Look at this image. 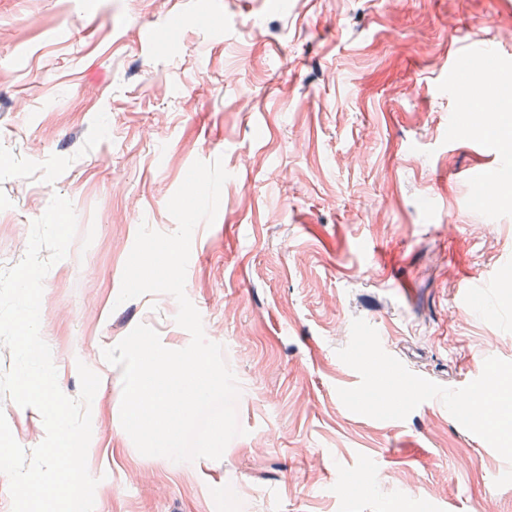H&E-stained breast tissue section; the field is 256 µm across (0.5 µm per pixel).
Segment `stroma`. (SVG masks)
Returning <instances> with one entry per match:
<instances>
[{"instance_id":"obj_1","label":"stroma","mask_w":512,"mask_h":512,"mask_svg":"<svg viewBox=\"0 0 512 512\" xmlns=\"http://www.w3.org/2000/svg\"><path fill=\"white\" fill-rule=\"evenodd\" d=\"M475 47L512 86V0H0V269L53 195L77 234L43 282L58 384L91 406L94 512H512L508 468L441 401L399 420L350 412L336 351L360 317L384 350L450 388L512 361V97L460 120ZM229 174L193 234L185 293L224 347L244 433L220 460L141 455L103 349L137 324L181 349L166 293L118 302L140 224L194 161ZM494 181L495 206L471 197ZM489 283L470 308L467 282ZM25 449L40 413L0 399Z\"/></svg>"}]
</instances>
